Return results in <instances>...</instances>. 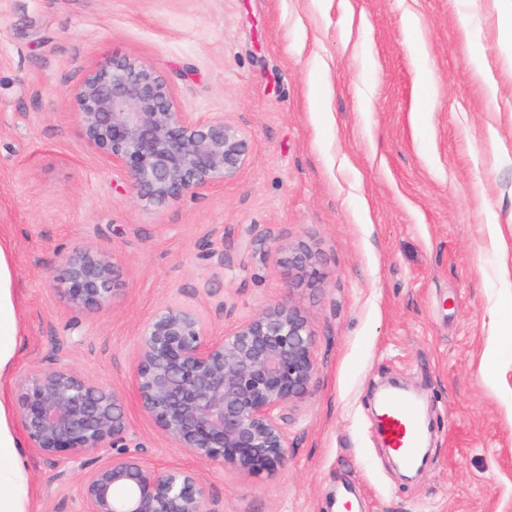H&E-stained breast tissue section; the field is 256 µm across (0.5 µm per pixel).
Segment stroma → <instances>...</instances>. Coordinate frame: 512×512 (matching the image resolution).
Listing matches in <instances>:
<instances>
[{
  "instance_id": "stroma-1",
  "label": "stroma",
  "mask_w": 512,
  "mask_h": 512,
  "mask_svg": "<svg viewBox=\"0 0 512 512\" xmlns=\"http://www.w3.org/2000/svg\"><path fill=\"white\" fill-rule=\"evenodd\" d=\"M498 36L492 0H0V238L21 325L0 400L53 362L121 391L130 451L196 470L219 512H339L342 499L512 512V355L481 367L491 313L512 307V61ZM475 37L493 104L468 77ZM112 57L152 67L183 111L223 113L246 165L166 205L141 200L85 143L73 97ZM301 244L320 283L291 264ZM83 246L119 267L101 309L63 293V258ZM285 301L309 318L317 361L287 410L286 467L248 477L175 447L133 388L142 326L186 305L220 335ZM393 380L431 426L410 481L373 427ZM21 456L30 512H82L77 465Z\"/></svg>"
}]
</instances>
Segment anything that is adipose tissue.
I'll list each match as a JSON object with an SVG mask.
<instances>
[{
  "label": "adipose tissue",
  "mask_w": 512,
  "mask_h": 512,
  "mask_svg": "<svg viewBox=\"0 0 512 512\" xmlns=\"http://www.w3.org/2000/svg\"><path fill=\"white\" fill-rule=\"evenodd\" d=\"M21 346L11 246L0 240V383L13 377ZM10 411L0 402V512H28V480Z\"/></svg>",
  "instance_id": "obj_1"
}]
</instances>
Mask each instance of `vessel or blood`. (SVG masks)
<instances>
[{
	"label": "vessel or blood",
	"instance_id": "obj_1",
	"mask_svg": "<svg viewBox=\"0 0 512 512\" xmlns=\"http://www.w3.org/2000/svg\"><path fill=\"white\" fill-rule=\"evenodd\" d=\"M377 432L386 448L405 463L418 461L423 430L413 400L400 395L385 397L379 406Z\"/></svg>",
	"mask_w": 512,
	"mask_h": 512
}]
</instances>
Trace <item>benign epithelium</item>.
<instances>
[{
	"label": "benign epithelium",
	"mask_w": 512,
	"mask_h": 512,
	"mask_svg": "<svg viewBox=\"0 0 512 512\" xmlns=\"http://www.w3.org/2000/svg\"><path fill=\"white\" fill-rule=\"evenodd\" d=\"M74 97L84 141L127 170L154 205L222 183L247 161V141L224 114L181 111L168 82L141 62L105 61ZM291 262L308 280L322 279L306 247H296ZM116 275L114 262L89 248L64 258L66 291L77 306H106ZM314 347L308 318L290 302L221 336L201 311L168 306L141 330L139 406L198 460L250 476L273 473L288 462V406L309 393L317 373ZM16 419L33 451L79 465L83 512H218L195 470L161 468L128 451L122 395L64 364L22 385Z\"/></svg>",
	"instance_id": "7a95c632"
}]
</instances>
